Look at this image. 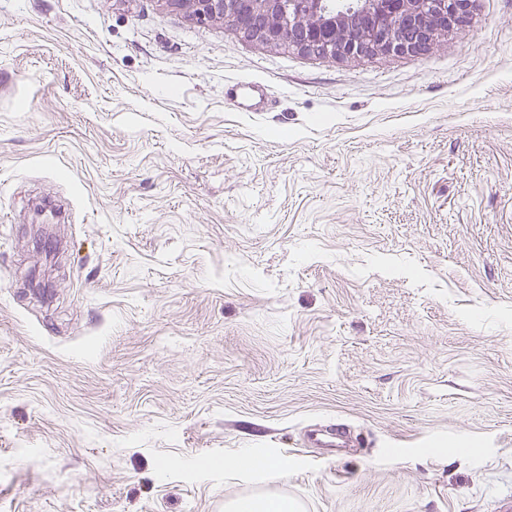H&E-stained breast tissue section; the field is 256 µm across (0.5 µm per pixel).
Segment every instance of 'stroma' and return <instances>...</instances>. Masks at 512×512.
I'll use <instances>...</instances> for the list:
<instances>
[{"instance_id":"1","label":"stroma","mask_w":512,"mask_h":512,"mask_svg":"<svg viewBox=\"0 0 512 512\" xmlns=\"http://www.w3.org/2000/svg\"><path fill=\"white\" fill-rule=\"evenodd\" d=\"M333 424L354 447L308 446ZM267 491L512 495V0L348 59L169 0H0V512ZM242 91H235L238 108L241 112H263L266 108L268 93L261 82H244Z\"/></svg>"}]
</instances>
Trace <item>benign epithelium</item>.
<instances>
[{
    "mask_svg": "<svg viewBox=\"0 0 512 512\" xmlns=\"http://www.w3.org/2000/svg\"><path fill=\"white\" fill-rule=\"evenodd\" d=\"M201 23H232L243 37L271 46L284 44L307 54L330 58L385 56L417 52L439 32L463 27L473 0H345L329 11L328 0H169ZM362 17L363 40H336L350 22L345 6ZM291 38L282 40L284 25Z\"/></svg>",
    "mask_w": 512,
    "mask_h": 512,
    "instance_id": "7a95c632",
    "label": "benign epithelium"
}]
</instances>
